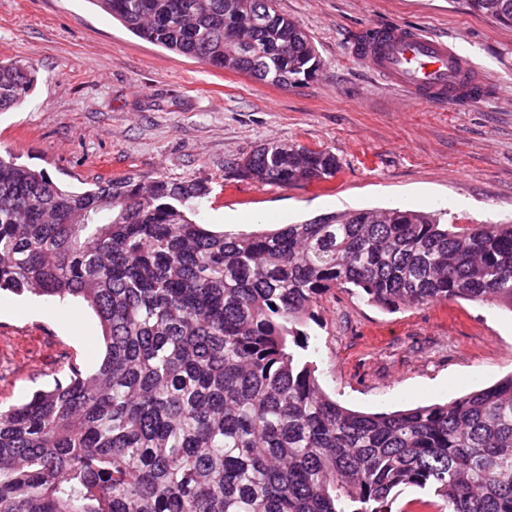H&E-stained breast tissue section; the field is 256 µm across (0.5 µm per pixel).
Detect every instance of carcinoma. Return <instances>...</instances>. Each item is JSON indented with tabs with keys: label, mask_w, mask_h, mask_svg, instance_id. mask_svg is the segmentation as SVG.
Here are the masks:
<instances>
[{
	"label": "carcinoma",
	"mask_w": 512,
	"mask_h": 512,
	"mask_svg": "<svg viewBox=\"0 0 512 512\" xmlns=\"http://www.w3.org/2000/svg\"><path fill=\"white\" fill-rule=\"evenodd\" d=\"M136 36L276 86L313 79L315 45L275 0H96ZM512 25V0H467ZM30 71L0 62V112ZM233 176L330 179L329 151L277 141ZM203 180L127 176L67 190L0 155V290L84 301L104 355L0 407V512H512V374L443 404L348 409L302 358L338 288L395 312L466 300L512 311V224L359 209L249 233L191 219ZM433 499L432 494L428 490L419 489L414 486H404L397 489L395 502L392 507L394 511L398 512H419L428 509L419 508L417 502Z\"/></svg>",
	"instance_id": "1"
}]
</instances>
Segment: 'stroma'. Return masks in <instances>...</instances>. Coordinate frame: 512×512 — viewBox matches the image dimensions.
Here are the masks:
<instances>
[{"instance_id":"obj_1","label":"stroma","mask_w":512,"mask_h":512,"mask_svg":"<svg viewBox=\"0 0 512 512\" xmlns=\"http://www.w3.org/2000/svg\"><path fill=\"white\" fill-rule=\"evenodd\" d=\"M321 67L279 87L170 52L91 0H0V60L32 70L24 102L0 112V152L56 182L205 180L198 222L231 233L358 209L402 208L445 224H512V26L464 0H277ZM404 24L454 45L493 95L439 108L408 100L351 51L375 25ZM280 141L336 155L335 177L280 187L234 179L228 162ZM307 360L322 388L364 412L452 401L512 373V312L465 300L391 313L333 290ZM103 357L86 305L0 293V405L52 384L65 351Z\"/></svg>"}]
</instances>
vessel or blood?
Masks as SVG:
<instances>
[{"instance_id": "vessel-or-blood-1", "label": "vessel or blood", "mask_w": 512, "mask_h": 512, "mask_svg": "<svg viewBox=\"0 0 512 512\" xmlns=\"http://www.w3.org/2000/svg\"><path fill=\"white\" fill-rule=\"evenodd\" d=\"M356 57L386 84L420 102L460 104L487 90L482 73L447 41L399 25L372 28Z\"/></svg>"}]
</instances>
